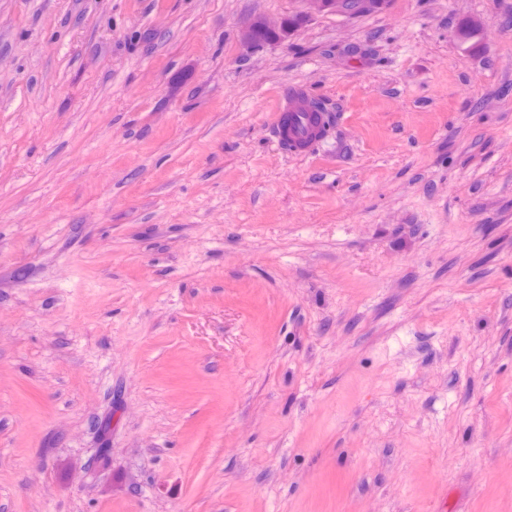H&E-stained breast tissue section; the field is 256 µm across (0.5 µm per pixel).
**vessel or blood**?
I'll list each match as a JSON object with an SVG mask.
<instances>
[{
    "label": "vessel or blood",
    "instance_id": "b4317fda",
    "mask_svg": "<svg viewBox=\"0 0 512 512\" xmlns=\"http://www.w3.org/2000/svg\"><path fill=\"white\" fill-rule=\"evenodd\" d=\"M277 112L272 136L281 150L292 155H311L317 143V126L323 121L322 114L299 111L297 91L293 88L283 91Z\"/></svg>",
    "mask_w": 512,
    "mask_h": 512
}]
</instances>
